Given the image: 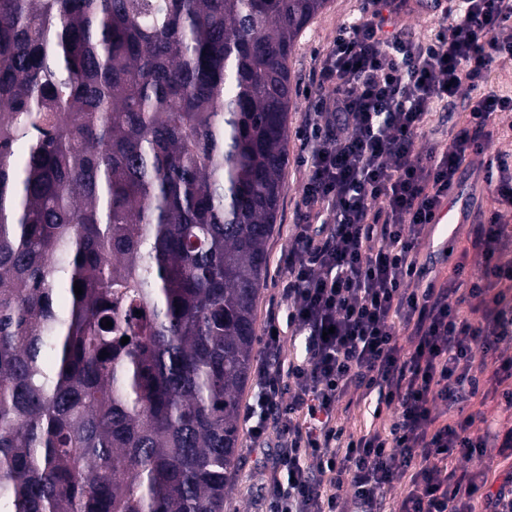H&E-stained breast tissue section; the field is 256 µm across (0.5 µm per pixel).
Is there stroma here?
I'll return each mask as SVG.
<instances>
[{"instance_id":"obj_1","label":"stroma","mask_w":512,"mask_h":512,"mask_svg":"<svg viewBox=\"0 0 512 512\" xmlns=\"http://www.w3.org/2000/svg\"><path fill=\"white\" fill-rule=\"evenodd\" d=\"M362 4L363 0H329L328 7L307 26L288 60L297 86L296 110L289 116V162L285 169L283 201L268 244V267L257 304L256 333L260 336L265 333L269 309L281 301V289L288 277L283 258L291 246L295 214L301 205V184L295 164L300 149L298 132L309 110V103L316 94L310 81L314 59L335 39L337 29L358 15ZM453 232L448 251L435 253L428 245L420 246V260L428 269L427 281L436 284L446 281L464 248L468 247L471 225H454ZM240 441L242 454L231 481L226 512H250L260 494L263 479V454L251 447L248 434H241Z\"/></svg>"}]
</instances>
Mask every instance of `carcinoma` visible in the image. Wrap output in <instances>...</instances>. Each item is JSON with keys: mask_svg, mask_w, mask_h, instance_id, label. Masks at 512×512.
<instances>
[{"mask_svg": "<svg viewBox=\"0 0 512 512\" xmlns=\"http://www.w3.org/2000/svg\"><path fill=\"white\" fill-rule=\"evenodd\" d=\"M327 2L0 0V512H224Z\"/></svg>", "mask_w": 512, "mask_h": 512, "instance_id": "cac0c4a2", "label": "carcinoma"}]
</instances>
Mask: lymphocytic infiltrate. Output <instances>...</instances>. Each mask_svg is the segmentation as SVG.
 <instances>
[{
	"instance_id": "1",
	"label": "lymphocytic infiltrate",
	"mask_w": 512,
	"mask_h": 512,
	"mask_svg": "<svg viewBox=\"0 0 512 512\" xmlns=\"http://www.w3.org/2000/svg\"><path fill=\"white\" fill-rule=\"evenodd\" d=\"M403 7L372 0L312 74L286 317L270 319L246 413L253 447L271 451L260 512H512V465L488 453L512 450V423L476 406L493 397L512 414L511 160L493 159L498 207L448 280L424 284L418 261L433 209L512 97L470 101L444 149H417L432 114L512 59V0H448V27L425 41L383 36V10ZM287 335L298 353L284 354ZM370 400L386 422L348 432L341 406Z\"/></svg>"
}]
</instances>
